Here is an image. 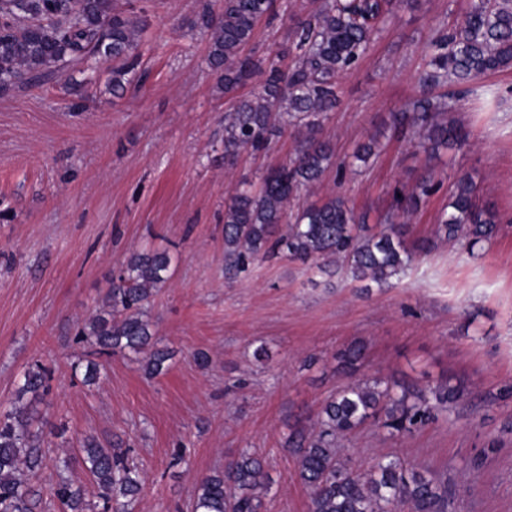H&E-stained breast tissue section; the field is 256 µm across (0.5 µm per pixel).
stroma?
<instances>
[{
    "label": "stroma",
    "instance_id": "stroma-1",
    "mask_svg": "<svg viewBox=\"0 0 512 512\" xmlns=\"http://www.w3.org/2000/svg\"><path fill=\"white\" fill-rule=\"evenodd\" d=\"M200 0H117L144 15L139 46L149 73L113 94L112 64L81 74L85 100L72 110L62 83L0 93V405L19 396L23 372L41 364L49 392L37 409L55 443L84 437L122 443L145 475L133 512H186L195 483L242 451L261 457L272 482L266 512H309V496L286 448L290 429L319 410L343 382L334 356L365 345L368 374L418 387L451 380L465 395L419 433L387 437L368 427L345 440L354 461L397 454L453 490L448 512H512V70L482 80L500 98L491 112L468 98L455 112L469 132L444 150L437 172L469 174L500 219L495 240L470 247L434 235L448 187L422 204L410 241L423 247L401 278L383 287L324 274L290 259L224 277V200L241 176L288 161L295 131L268 152L224 164L230 108L206 66L208 38L194 21ZM469 0H399L358 67L338 80L339 103L321 136L337 156L377 137L369 170L323 177L300 204L337 194L356 212L378 213L389 190L411 184L424 156L392 137V113L419 91L423 46L433 28L456 25ZM314 0H278L249 51L288 42ZM172 258L170 278L148 312L175 352L160 375L130 357L95 353L77 341L78 320L100 307L109 282L134 251ZM267 358H256V348ZM210 357L200 366L198 352ZM101 379L85 385L87 362ZM498 450L475 473L464 466L488 440Z\"/></svg>",
    "mask_w": 512,
    "mask_h": 512
}]
</instances>
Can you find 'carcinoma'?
I'll return each instance as SVG.
<instances>
[{"instance_id": "obj_1", "label": "carcinoma", "mask_w": 512, "mask_h": 512, "mask_svg": "<svg viewBox=\"0 0 512 512\" xmlns=\"http://www.w3.org/2000/svg\"><path fill=\"white\" fill-rule=\"evenodd\" d=\"M276 0H206L194 25L207 31V65L219 75L224 95L235 99L224 115V161L234 164L243 151L268 150L282 126L296 130L288 162L270 168L254 182L243 180L224 205V273L234 279L257 261L280 258L344 269L353 281L384 285L412 267L419 250L408 243L407 221L442 185L435 169L410 186H396L391 203L369 225L334 194L297 210L300 192L327 173L341 177L346 161H336L320 130L336 107L337 79L356 68L378 27L387 24L396 0H319L311 19L297 24L291 42L265 57L247 55L257 24L275 14ZM146 19L117 8L116 0H0V92L44 86L66 74L112 66V92L124 90L130 76L146 75L138 52ZM421 95L404 112L392 113L393 134L411 130L431 159L442 147L460 150L469 134L453 116L454 96L436 90L454 83L465 93L471 84L512 68V0H469L464 18L451 29L436 27L425 44ZM261 78L253 98H236L248 80ZM382 147L355 148L352 158L367 164ZM498 218L477 202L471 177L455 174L448 207L435 235L467 239L473 247L498 233ZM166 252L132 253L112 277L96 314L83 320L79 341L112 355H131L149 375L161 374L171 352L158 346L146 310L169 279ZM336 371L348 382L321 405L314 423L297 425L288 449L297 477L306 487L311 512H448V482L440 481L403 456H381L367 468L339 446L341 440L373 425L390 436H411L434 423L464 392L448 382L424 388L389 379L357 378L364 367L363 345L354 342L336 354ZM38 400L49 391L42 365L30 367L20 387ZM50 441L32 406L0 409V512H34L36 493L29 477L43 469ZM81 465L95 485L104 512H131L144 474L122 448H107L94 437L55 458L57 478L51 497L63 512H94L81 487L66 471ZM271 480L262 460L248 451L224 469L202 476L192 512H265Z\"/></svg>"}]
</instances>
